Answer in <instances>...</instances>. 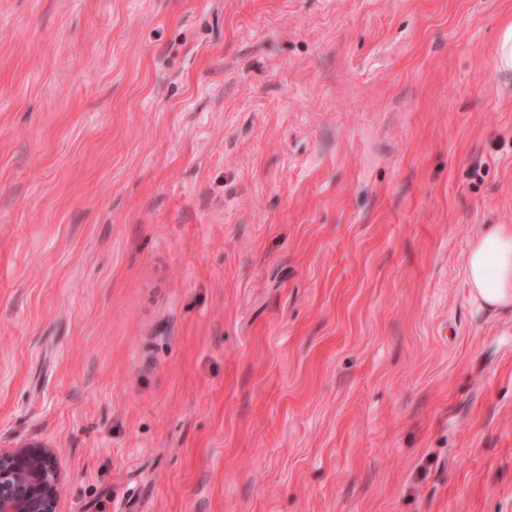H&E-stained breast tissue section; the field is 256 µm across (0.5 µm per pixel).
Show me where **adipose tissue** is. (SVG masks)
<instances>
[{
  "instance_id": "adipose-tissue-1",
  "label": "adipose tissue",
  "mask_w": 512,
  "mask_h": 512,
  "mask_svg": "<svg viewBox=\"0 0 512 512\" xmlns=\"http://www.w3.org/2000/svg\"><path fill=\"white\" fill-rule=\"evenodd\" d=\"M465 275L472 297L482 306H512V228L488 225L467 253Z\"/></svg>"
}]
</instances>
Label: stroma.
I'll return each mask as SVG.
<instances>
[{
    "label": "stroma",
    "instance_id": "1",
    "mask_svg": "<svg viewBox=\"0 0 512 512\" xmlns=\"http://www.w3.org/2000/svg\"><path fill=\"white\" fill-rule=\"evenodd\" d=\"M512 0H0V443L61 512H512ZM465 275L482 306H512V228L489 224L468 250Z\"/></svg>",
    "mask_w": 512,
    "mask_h": 512
}]
</instances>
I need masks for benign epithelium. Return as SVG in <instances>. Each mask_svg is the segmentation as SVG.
<instances>
[{"label":"benign epithelium","instance_id":"obj_1","mask_svg":"<svg viewBox=\"0 0 512 512\" xmlns=\"http://www.w3.org/2000/svg\"><path fill=\"white\" fill-rule=\"evenodd\" d=\"M62 480L50 446L0 444V512H59Z\"/></svg>","mask_w":512,"mask_h":512}]
</instances>
